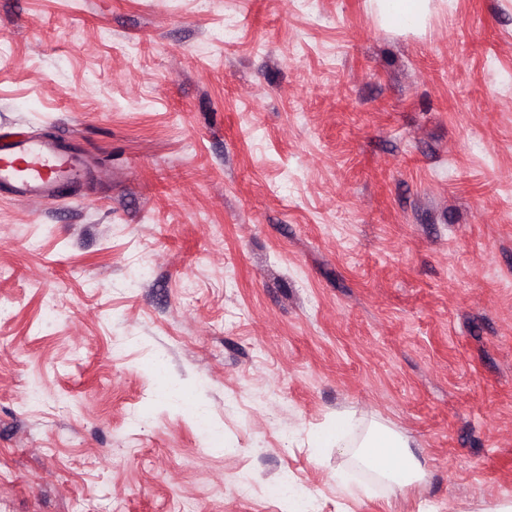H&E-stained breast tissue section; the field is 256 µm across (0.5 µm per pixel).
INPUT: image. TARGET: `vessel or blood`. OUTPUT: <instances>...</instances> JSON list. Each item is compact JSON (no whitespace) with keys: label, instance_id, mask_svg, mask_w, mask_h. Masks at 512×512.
<instances>
[{"label":"vessel or blood","instance_id":"1","mask_svg":"<svg viewBox=\"0 0 512 512\" xmlns=\"http://www.w3.org/2000/svg\"><path fill=\"white\" fill-rule=\"evenodd\" d=\"M72 156L38 139L0 142V188L12 190L17 199L37 203L53 196L58 184L76 173Z\"/></svg>","mask_w":512,"mask_h":512}]
</instances>
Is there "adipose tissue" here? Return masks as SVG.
<instances>
[{
    "label": "adipose tissue",
    "instance_id": "1",
    "mask_svg": "<svg viewBox=\"0 0 512 512\" xmlns=\"http://www.w3.org/2000/svg\"><path fill=\"white\" fill-rule=\"evenodd\" d=\"M362 462L392 486L403 488L419 481L422 463L407 441L386 428L371 430L361 445Z\"/></svg>",
    "mask_w": 512,
    "mask_h": 512
}]
</instances>
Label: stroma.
<instances>
[{
	"instance_id": "stroma-1",
	"label": "stroma",
	"mask_w": 512,
	"mask_h": 512,
	"mask_svg": "<svg viewBox=\"0 0 512 512\" xmlns=\"http://www.w3.org/2000/svg\"><path fill=\"white\" fill-rule=\"evenodd\" d=\"M428 2L0 0V128L88 169L0 191V512L512 502V0ZM381 14L388 18L394 14H402L405 20H421L426 10L425 0H380ZM360 448L361 461L394 487L410 486L422 477V463L408 442L387 428L371 430ZM288 483H291L294 487V496L290 500L292 511L307 512L312 498V491L307 485L297 481L292 474L288 473V470H284L278 481L269 487V498L275 502L286 501L288 503Z\"/></svg>"
}]
</instances>
